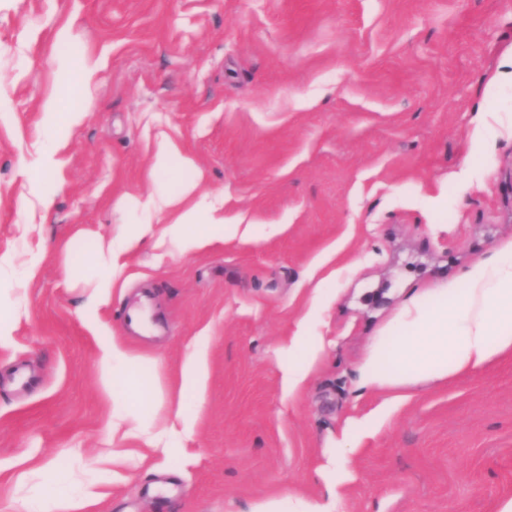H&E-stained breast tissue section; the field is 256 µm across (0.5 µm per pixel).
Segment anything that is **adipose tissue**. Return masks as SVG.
<instances>
[{"mask_svg": "<svg viewBox=\"0 0 512 512\" xmlns=\"http://www.w3.org/2000/svg\"><path fill=\"white\" fill-rule=\"evenodd\" d=\"M143 219L127 224L116 235L96 241L90 278L94 284L89 307L107 304L120 285L126 257L148 237L156 246L177 245L182 252H196L213 241L211 229L226 226L237 235L238 225L225 224L224 199L201 197L193 181H184L177 192L159 190L137 200ZM162 228H154V221ZM206 337H197L193 350L180 368V386L169 415L155 409L159 393L135 379L137 360L115 340L99 344L98 374L111 390L116 409L112 413V437L120 443L112 451L113 465L136 457L148 459L157 449L182 446L191 438L195 420L183 412L186 394H201L207 377ZM512 349V259L472 270L463 288L440 291L427 302L414 301L402 307L386 336L373 347L361 369L359 385L395 391L422 380H443L448 375L482 368L495 354ZM319 353L316 337L307 323L288 341V366L281 388L294 396L307 380ZM138 440L135 448L126 447ZM332 466L325 475L332 489L328 502L271 499L255 512H335L342 501V488L350 471L349 451L331 452Z\"/></svg>", "mask_w": 512, "mask_h": 512, "instance_id": "adipose-tissue-1", "label": "adipose tissue"}]
</instances>
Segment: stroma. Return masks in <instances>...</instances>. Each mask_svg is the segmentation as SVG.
Returning a JSON list of instances; mask_svg holds the SVG:
<instances>
[{
	"instance_id": "obj_1",
	"label": "stroma",
	"mask_w": 512,
	"mask_h": 512,
	"mask_svg": "<svg viewBox=\"0 0 512 512\" xmlns=\"http://www.w3.org/2000/svg\"><path fill=\"white\" fill-rule=\"evenodd\" d=\"M510 56L512 0H0V304L26 308L0 348V512H31L51 473L96 493L88 512L326 499L328 449L392 397L358 387L373 345L405 304L512 251V81H491ZM86 62L89 86L59 102L84 119L43 169L42 106ZM162 132L195 169L152 175ZM185 179L247 233L191 253L144 242L87 309L95 237ZM141 294L159 335L124 326ZM312 306L323 349L287 398L285 349ZM103 336L165 389L209 343L192 438L117 478ZM350 468L342 512H500L512 351L406 389Z\"/></svg>"
}]
</instances>
